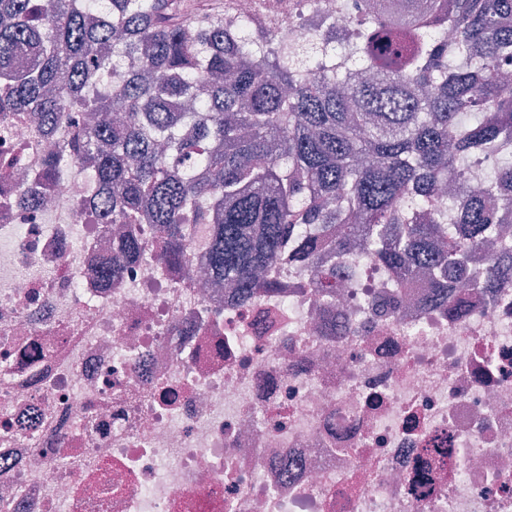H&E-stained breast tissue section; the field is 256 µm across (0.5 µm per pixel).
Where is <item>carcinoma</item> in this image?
<instances>
[{"instance_id":"1","label":"carcinoma","mask_w":512,"mask_h":512,"mask_svg":"<svg viewBox=\"0 0 512 512\" xmlns=\"http://www.w3.org/2000/svg\"><path fill=\"white\" fill-rule=\"evenodd\" d=\"M94 2L0 0V115L33 112L50 135L82 121L44 176L95 155L94 206L126 225L124 257L144 217L183 264L186 225H207L208 268L249 292L288 254L333 287L328 245L363 246L400 280L428 272L457 310L472 288H512V241L475 262L512 215V0H357L355 45L327 23L305 50L273 48L288 18L269 0L244 37L224 27L235 0L204 24L178 0ZM473 155L495 157L480 185L459 164Z\"/></svg>"}]
</instances>
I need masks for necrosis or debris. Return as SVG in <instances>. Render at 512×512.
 <instances>
[{
  "mask_svg": "<svg viewBox=\"0 0 512 512\" xmlns=\"http://www.w3.org/2000/svg\"><path fill=\"white\" fill-rule=\"evenodd\" d=\"M51 139L0 118V512H512V288L457 318L325 249L338 288L281 260L242 297L152 249L112 287L115 224Z\"/></svg>",
  "mask_w": 512,
  "mask_h": 512,
  "instance_id": "4bbe7bcc",
  "label": "necrosis or debris"
}]
</instances>
